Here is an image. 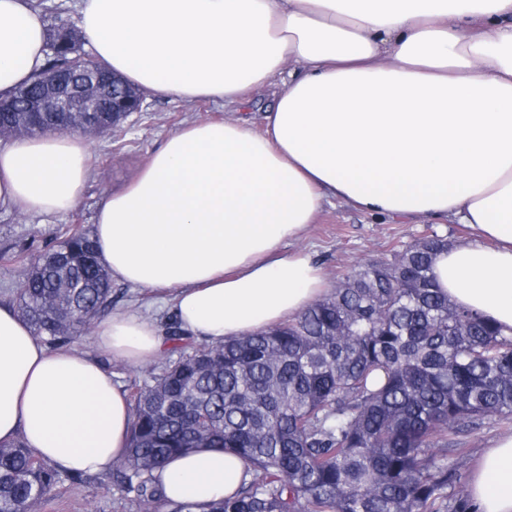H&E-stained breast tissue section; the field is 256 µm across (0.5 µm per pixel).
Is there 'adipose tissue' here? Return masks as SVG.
<instances>
[{"label":"adipose tissue","mask_w":512,"mask_h":512,"mask_svg":"<svg viewBox=\"0 0 512 512\" xmlns=\"http://www.w3.org/2000/svg\"><path fill=\"white\" fill-rule=\"evenodd\" d=\"M96 62L187 102L246 103L267 88L263 129L245 118L170 133L135 180L105 195L94 238L113 278L172 293L182 330L215 346L300 314L320 267L283 253L336 199L402 218L444 215L471 242L439 250L437 287L512 330V0H78ZM37 0H0V99L46 65ZM89 176L86 143L0 140V209L60 214ZM96 341L145 363L165 338L116 311ZM123 386L74 346L51 347L0 304V442L23 441L69 473H105L128 445ZM166 499L233 494L242 461L211 448L156 471ZM471 497L512 512V433L481 456Z\"/></svg>","instance_id":"1"}]
</instances>
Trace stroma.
<instances>
[{
  "mask_svg": "<svg viewBox=\"0 0 512 512\" xmlns=\"http://www.w3.org/2000/svg\"><path fill=\"white\" fill-rule=\"evenodd\" d=\"M142 107L116 129L113 137L89 135L85 141L92 154L91 176L76 205L68 213L36 216L0 210V250L25 249L37 255L56 245L57 237L68 224L77 222L92 228L97 206L108 191L128 184L149 155L159 148L171 132L189 123L222 121L245 117L259 121L261 110L269 108L268 92L252 94L248 106H226L210 100L185 102L143 92ZM436 234L448 244L467 242L469 229L444 217L415 220L359 210L334 200L326 203L309 225L301 240L287 244V251L305 250L322 269L327 289H334L343 275L360 265L390 259L393 251ZM112 308L130 311L167 329L173 321L172 303L159 299L151 290L121 281L112 283ZM74 345L98 358L122 385L161 373L175 359L164 351L155 361L128 363L113 360L98 349L93 334H78ZM38 512H140L121 482L119 468L106 474L60 473L54 497Z\"/></svg>",
  "mask_w": 512,
  "mask_h": 512,
  "instance_id": "1",
  "label": "stroma"
}]
</instances>
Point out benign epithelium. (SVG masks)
<instances>
[{
	"label": "benign epithelium",
	"mask_w": 512,
	"mask_h": 512,
	"mask_svg": "<svg viewBox=\"0 0 512 512\" xmlns=\"http://www.w3.org/2000/svg\"><path fill=\"white\" fill-rule=\"evenodd\" d=\"M39 93L22 102L0 100V112H19L18 126L6 135L21 138L32 135L46 118L55 123L57 133L94 131L101 125V113L126 118L141 109L139 90L107 76L93 61H82L81 69L70 72L52 68L41 73Z\"/></svg>",
	"instance_id": "7a95c632"
}]
</instances>
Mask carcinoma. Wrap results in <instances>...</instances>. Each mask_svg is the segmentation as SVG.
<instances>
[{
  "label": "carcinoma",
  "instance_id": "carcinoma-1",
  "mask_svg": "<svg viewBox=\"0 0 512 512\" xmlns=\"http://www.w3.org/2000/svg\"><path fill=\"white\" fill-rule=\"evenodd\" d=\"M48 68H78L77 45L49 29ZM431 235L346 274L328 297L265 332L187 352L129 387L123 483L141 512L163 489L172 455L205 445L240 458L249 479L231 496L170 512H476L448 432L512 423V333L443 295ZM19 309L50 346L91 328L112 305L92 235L66 226L31 258ZM58 473L18 440L0 444V512H32Z\"/></svg>",
  "mask_w": 512,
  "mask_h": 512
}]
</instances>
